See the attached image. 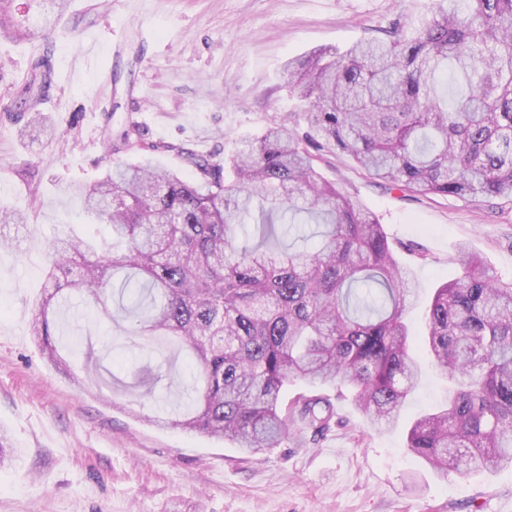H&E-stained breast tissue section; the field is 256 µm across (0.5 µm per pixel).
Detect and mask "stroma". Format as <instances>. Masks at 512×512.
Returning a JSON list of instances; mask_svg holds the SVG:
<instances>
[{"instance_id": "1", "label": "stroma", "mask_w": 512, "mask_h": 512, "mask_svg": "<svg viewBox=\"0 0 512 512\" xmlns=\"http://www.w3.org/2000/svg\"><path fill=\"white\" fill-rule=\"evenodd\" d=\"M435 0H70L52 44L0 35V102L50 52L48 127L0 112V203L25 210L20 248L0 250V433L15 450L0 468V512H500L512 469L436 475L406 448L408 423L446 401L430 360L397 425L372 428L350 397L336 398L326 435L291 431L256 456L150 416L174 409L189 382V354L169 336H124L90 316L80 297L53 318L70 368L48 363L30 334L51 263L67 229L93 234L81 189L135 127L129 163L179 169L181 150L222 159L261 135L297 100L281 71L293 57L382 37L394 20L429 16ZM94 42L90 56L81 47ZM122 44L121 55L112 47ZM323 176L383 225L393 252L421 284L408 317L421 327L435 288L461 272V246L490 275L512 280V206L459 197H406L342 155Z\"/></svg>"}]
</instances>
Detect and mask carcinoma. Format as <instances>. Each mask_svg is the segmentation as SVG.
Masks as SVG:
<instances>
[{
	"mask_svg": "<svg viewBox=\"0 0 512 512\" xmlns=\"http://www.w3.org/2000/svg\"><path fill=\"white\" fill-rule=\"evenodd\" d=\"M66 0H0V35L50 43ZM46 52L3 112L30 110L51 82ZM283 78L301 102L245 140L229 161L191 151L192 168L112 159L82 191L108 241L92 251L69 233L51 244L32 336L66 364L49 309L77 292L115 319L114 278L132 336H173L193 355L194 405L159 426L227 439L256 455L288 439L298 417L312 437L331 401L288 383L349 388L368 423L390 427L421 374L404 320L418 285L383 226L319 172L322 153L411 196L512 201V0H440L431 16L397 20L386 38L290 59ZM26 229L18 210L0 225ZM461 275L438 288L422 340L448 377V404L416 418L406 447L440 476L512 468V282L461 248Z\"/></svg>",
	"mask_w": 512,
	"mask_h": 512,
	"instance_id": "carcinoma-1",
	"label": "carcinoma"
}]
</instances>
